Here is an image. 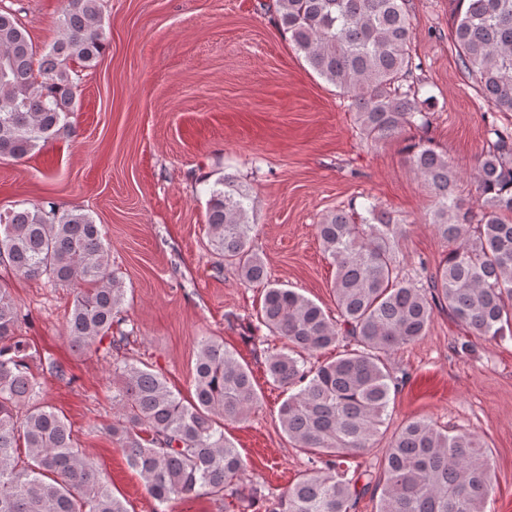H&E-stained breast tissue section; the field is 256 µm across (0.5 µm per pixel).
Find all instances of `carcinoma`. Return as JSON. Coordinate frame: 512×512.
Segmentation results:
<instances>
[{"label": "carcinoma", "mask_w": 512, "mask_h": 512, "mask_svg": "<svg viewBox=\"0 0 512 512\" xmlns=\"http://www.w3.org/2000/svg\"><path fill=\"white\" fill-rule=\"evenodd\" d=\"M452 43L485 99L512 112V0H452ZM282 31L308 65L350 101L359 129L386 142L430 123L432 97L408 82L421 63L411 51L407 0H275ZM59 37L37 53L25 25L0 9V157L26 159L55 139L81 95L73 65L90 68L106 33L99 0H65ZM495 141L476 173L469 204L456 194L459 175L426 140L410 144L408 161L430 193V224L449 245L435 270L420 260L403 275V225L371 203L364 213L329 211L316 225L335 267L336 317L303 294L268 282L251 248L255 199L231 176L208 189L210 243L240 280L265 284L258 318L283 341L266 372L288 391L278 410L288 439L310 454L309 468L270 506L244 479L246 465L224 437V422L258 407L251 371L224 343H198L194 397L184 401L148 366L113 363L109 431L148 493L164 504L204 493L224 512H356L381 489L376 512H485L492 492L491 458L466 432L450 435L425 419H410L392 436L375 475L347 477V458L373 446L394 395L389 355L422 336L437 312L465 330L454 341L461 357L472 337L512 336V129L491 127ZM0 263L26 278L75 288L67 321L72 348L109 339L120 351L126 288L112 274L100 225L79 210L40 204L0 213ZM347 336L355 348L307 367L313 356ZM28 338L9 288L0 285V512H127L77 448L71 428L38 400L42 384L28 367Z\"/></svg>", "instance_id": "carcinoma-1"}]
</instances>
